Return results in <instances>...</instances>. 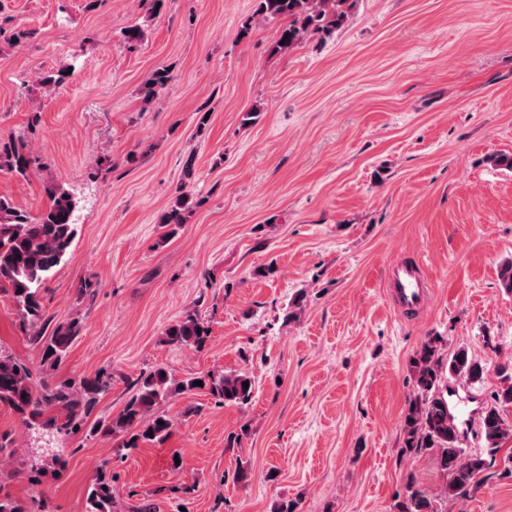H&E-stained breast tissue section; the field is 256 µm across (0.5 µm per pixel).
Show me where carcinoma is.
<instances>
[{
    "label": "carcinoma",
    "mask_w": 512,
    "mask_h": 512,
    "mask_svg": "<svg viewBox=\"0 0 512 512\" xmlns=\"http://www.w3.org/2000/svg\"><path fill=\"white\" fill-rule=\"evenodd\" d=\"M257 2L258 14L286 21L273 46L277 53L289 51L311 36L325 41L347 18L348 0ZM171 80L167 70L156 71L142 88L143 99L162 94ZM0 167L24 176L30 168V158L15 141L0 140ZM189 200L190 195L180 191L160 223H185ZM74 208L71 196L60 186L49 191V204L34 220L0 197V283L11 287L17 315L22 326L28 328L30 339L39 345L43 365V379L38 384L31 369L0 353V405L34 421L48 413L50 417L41 423V428L57 433L81 429L112 384L111 377L99 373L49 382L50 372L67 358L82 329L78 317L56 324L49 333L42 322L41 290L77 235ZM209 336V327L192 313L165 329L163 343L201 349ZM495 369L500 385L484 402L479 420L485 448L472 451L459 445V431L448 420V393L442 390V383L450 376L479 383L488 370L487 364L473 357L465 346L458 347L449 357L443 356L439 336L427 337L415 351L410 363L412 391L401 428L402 451L416 457L433 456L443 485L439 494L430 496L413 475H408L391 512H444L447 502L467 497L485 480L496 454L512 440V424L503 417L507 409H512V364L500 363ZM197 381L218 405L243 407L254 396V382L245 370L178 378L160 365L140 374L132 383L133 394L124 407L95 422L88 437L110 440L119 451L128 453L144 444L163 443L175 427L164 404L200 388L195 385ZM245 382L249 387L243 386ZM65 464L64 456L55 453L33 467L42 473L58 471ZM115 479L107 464L97 469L87 492L86 512H122L113 496ZM0 512L34 510L25 501L0 496Z\"/></svg>",
    "instance_id": "carcinoma-1"
}]
</instances>
